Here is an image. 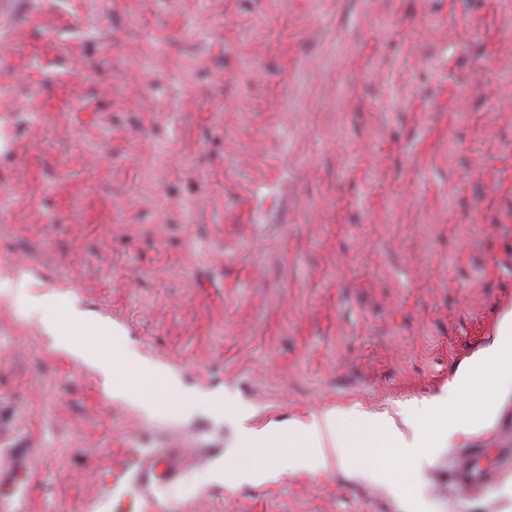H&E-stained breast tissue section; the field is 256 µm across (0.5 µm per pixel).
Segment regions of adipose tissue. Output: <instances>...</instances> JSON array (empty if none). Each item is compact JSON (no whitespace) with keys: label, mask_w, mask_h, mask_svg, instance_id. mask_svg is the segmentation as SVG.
<instances>
[{"label":"adipose tissue","mask_w":512,"mask_h":512,"mask_svg":"<svg viewBox=\"0 0 512 512\" xmlns=\"http://www.w3.org/2000/svg\"><path fill=\"white\" fill-rule=\"evenodd\" d=\"M83 326V321L74 311L63 313L53 328L58 346L75 356L91 360L104 375H111V356L103 349H88L82 334ZM500 336V347L493 354L490 365L458 376L451 383L450 389L454 392L473 383H481L484 397L468 410L465 417L449 422V433L469 432L483 426L493 418L498 397L512 391V317L503 323ZM403 440L404 436L398 429L386 426L367 414L355 412L345 415L328 411L279 430H245V452L240 458L225 464L224 480L234 484L269 479L271 473L264 463L276 448L289 451L279 463L281 469L316 471L325 469L330 459L348 463L361 453H384L387 447Z\"/></svg>","instance_id":"adipose-tissue-1"}]
</instances>
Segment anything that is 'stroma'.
Masks as SVG:
<instances>
[{"label":"stroma","mask_w":512,"mask_h":512,"mask_svg":"<svg viewBox=\"0 0 512 512\" xmlns=\"http://www.w3.org/2000/svg\"><path fill=\"white\" fill-rule=\"evenodd\" d=\"M0 14V512H512L447 397L512 315V0H12ZM47 299L27 314L12 289ZM73 306L193 396L117 391ZM329 410L417 452L228 486L240 429ZM176 444L151 495L130 466ZM83 326L85 324L81 318L74 311L67 309L66 313H62L58 325H50V330L56 335V341L60 348L75 356L91 360L105 377H110L112 374L111 356L104 349L96 351L88 349L81 332ZM483 450L472 448L468 450L457 465L455 481L472 495H481L484 489L490 485L508 465L512 463V448L500 449V460L497 468L486 467L482 462Z\"/></svg>","instance_id":"stroma-1"}]
</instances>
